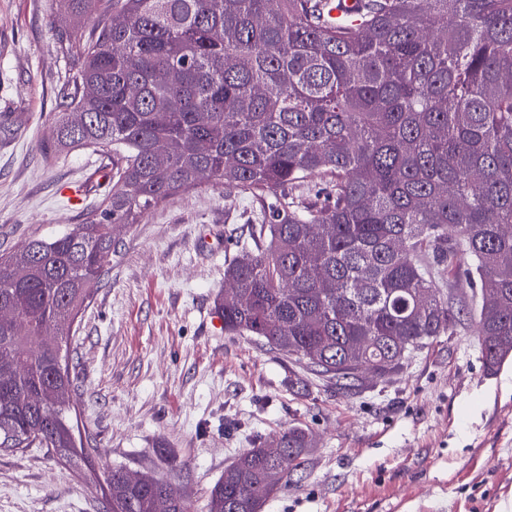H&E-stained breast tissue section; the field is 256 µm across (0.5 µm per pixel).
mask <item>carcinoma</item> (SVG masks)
I'll use <instances>...</instances> for the list:
<instances>
[{
    "instance_id": "cac0c4a2",
    "label": "carcinoma",
    "mask_w": 512,
    "mask_h": 512,
    "mask_svg": "<svg viewBox=\"0 0 512 512\" xmlns=\"http://www.w3.org/2000/svg\"><path fill=\"white\" fill-rule=\"evenodd\" d=\"M69 27L47 148L91 149L112 196L82 224L0 255V448L71 462L69 342L111 226L213 178L260 209L224 268V331L347 392L401 370L468 315L483 367L512 358V0H60ZM118 18L113 23L112 18ZM452 278L458 298L439 287ZM292 426L245 449L206 512H262L305 466ZM106 512H156L164 477L106 478Z\"/></svg>"
}]
</instances>
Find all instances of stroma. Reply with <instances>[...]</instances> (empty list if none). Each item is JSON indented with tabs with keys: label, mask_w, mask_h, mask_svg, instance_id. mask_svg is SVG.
I'll use <instances>...</instances> for the list:
<instances>
[{
	"label": "stroma",
	"mask_w": 512,
	"mask_h": 512,
	"mask_svg": "<svg viewBox=\"0 0 512 512\" xmlns=\"http://www.w3.org/2000/svg\"><path fill=\"white\" fill-rule=\"evenodd\" d=\"M61 22L58 0H0V254L85 222L106 196L92 150L42 148ZM256 209L210 179L115 231L69 346L90 455L0 449V512H104L115 467L172 477L205 512L225 466L295 425L311 436L305 468L263 512H512V360L485 375L471 322L354 394L225 332L224 265Z\"/></svg>",
	"instance_id": "obj_1"
}]
</instances>
